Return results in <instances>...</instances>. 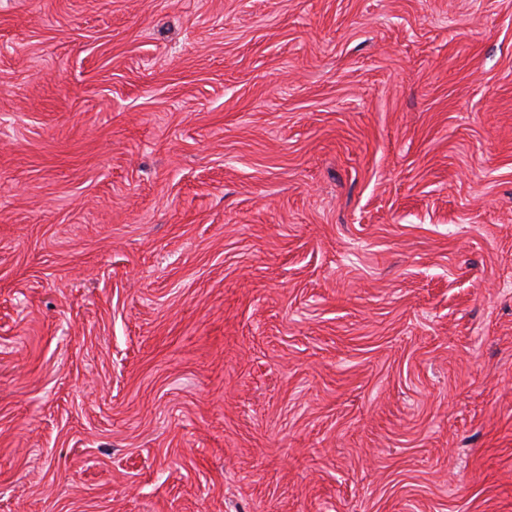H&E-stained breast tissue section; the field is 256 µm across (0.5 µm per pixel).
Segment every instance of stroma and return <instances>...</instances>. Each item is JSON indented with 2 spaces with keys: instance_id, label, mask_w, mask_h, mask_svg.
I'll return each instance as SVG.
<instances>
[{
  "instance_id": "stroma-1",
  "label": "stroma",
  "mask_w": 512,
  "mask_h": 512,
  "mask_svg": "<svg viewBox=\"0 0 512 512\" xmlns=\"http://www.w3.org/2000/svg\"><path fill=\"white\" fill-rule=\"evenodd\" d=\"M0 512H512V0H0Z\"/></svg>"
}]
</instances>
